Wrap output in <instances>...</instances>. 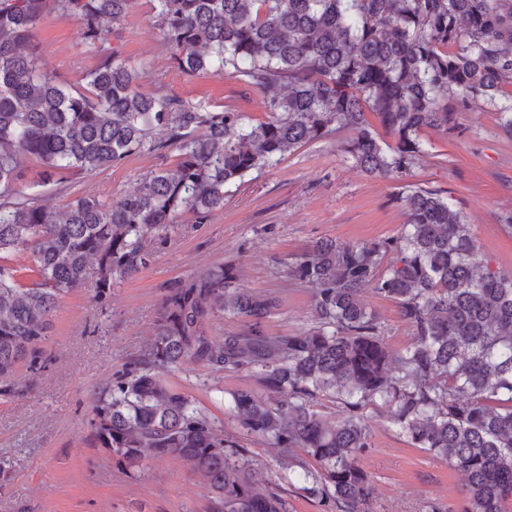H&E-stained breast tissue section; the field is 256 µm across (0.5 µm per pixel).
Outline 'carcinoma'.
<instances>
[{
    "instance_id": "obj_1",
    "label": "carcinoma",
    "mask_w": 512,
    "mask_h": 512,
    "mask_svg": "<svg viewBox=\"0 0 512 512\" xmlns=\"http://www.w3.org/2000/svg\"><path fill=\"white\" fill-rule=\"evenodd\" d=\"M134 0H0V398L29 389L16 375L44 367L60 300L92 282L98 299L153 261L178 215L201 224L224 208L225 188L250 171L334 133L372 176L411 169L428 154L422 133H460L458 108L488 102L512 133V0H156L170 66L224 71L256 88L269 119L226 107L201 110L170 94H146L111 46L109 24ZM76 20L99 56L79 86L35 65V30L47 11ZM394 140L381 141L369 116ZM165 131L161 138L154 136ZM178 159L144 177L115 204L95 196L52 213L40 188L65 172L80 178L135 152ZM42 170L24 193L23 159ZM406 224L395 238L322 240L299 253L289 276L313 290L309 327L271 336L277 297L243 288L218 263L166 288L146 348L94 399L93 444L129 469L174 457L207 479L212 512H289L287 500L250 477L247 449L166 376L185 364L248 371L267 392L233 394L231 412L283 460L302 449L319 470L308 492L331 512H365L372 481L364 411L388 407L412 445L466 476L462 512H506L512 500V273L475 262L462 213L436 190L397 198ZM32 255L20 280L13 253ZM393 256L384 264L386 256ZM398 304L414 341L385 343L362 293ZM242 318L215 337L218 318ZM333 400L346 416L327 425L314 409Z\"/></svg>"
}]
</instances>
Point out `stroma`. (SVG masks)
<instances>
[{
  "label": "stroma",
  "mask_w": 512,
  "mask_h": 512,
  "mask_svg": "<svg viewBox=\"0 0 512 512\" xmlns=\"http://www.w3.org/2000/svg\"><path fill=\"white\" fill-rule=\"evenodd\" d=\"M35 39L37 66L58 81L75 82L98 65L82 44L78 23L59 12L43 15ZM112 44L138 71L143 92L172 94L207 109L232 106L257 123L267 119L256 89L221 72L187 75L171 68L154 0H135L113 22ZM460 121V135L425 131L428 155L389 178L368 176L347 161L339 137L310 142L228 187L223 209L205 223L182 213L170 238L155 245L151 265L105 300L90 287L65 296L53 313L54 333L42 345L45 368L34 373L19 364L18 378L31 380V387L0 400V512H210L206 478L184 461L164 458L125 469L109 451L92 446L89 427L95 392L150 341L166 288L193 271L216 262L235 264L243 287L280 301L278 313L266 321L267 333H295L311 322L312 290L289 277V263L323 238L353 243L399 236L405 215L396 197L410 186L441 191L470 224L476 261L512 272V135L487 104L462 111ZM172 163L169 157L135 153L120 164L46 186L42 204L57 211L85 195L113 204L142 177ZM363 301L376 312L391 349L412 343L393 300L367 292ZM169 379L224 436L248 450L255 482L274 477L279 466L273 452L228 409L236 391L264 396L249 372L188 364ZM365 423L371 446L360 462L373 486L367 512H427L432 505L462 512L464 475L411 445L385 409H368Z\"/></svg>",
  "instance_id": "35a3bbf8"
}]
</instances>
